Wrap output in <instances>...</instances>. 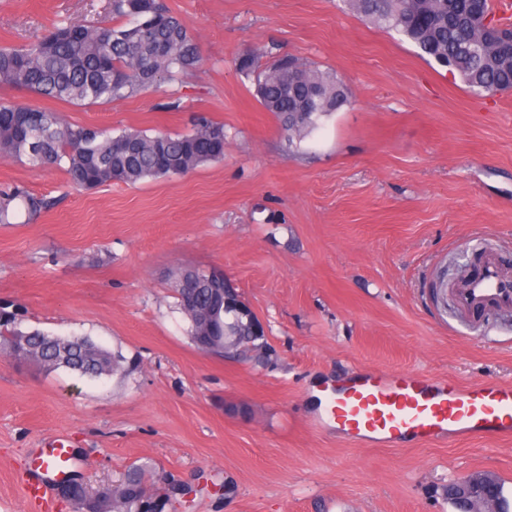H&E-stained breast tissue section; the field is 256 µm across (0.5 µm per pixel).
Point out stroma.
I'll return each instance as SVG.
<instances>
[{
    "label": "stroma",
    "instance_id": "obj_1",
    "mask_svg": "<svg viewBox=\"0 0 512 512\" xmlns=\"http://www.w3.org/2000/svg\"><path fill=\"white\" fill-rule=\"evenodd\" d=\"M165 3L202 56L174 82L85 106L0 89L115 133H183L206 112L227 135L223 161L89 191L64 168L0 158V188L54 202L0 224V302L24 327L90 336L132 366L91 382L0 355V512H36L21 476L58 438L83 483L144 464L156 488H193L188 512H456L446 489L476 473L512 499V441L356 447L310 424L307 394L359 365L512 383V306L469 311L452 294L485 236L512 277V92L474 95L342 0ZM106 6L0 0V46L96 22ZM272 44L350 90L296 154L235 68L244 47ZM183 266L236 284L272 362L195 347L171 281Z\"/></svg>",
    "mask_w": 512,
    "mask_h": 512
}]
</instances>
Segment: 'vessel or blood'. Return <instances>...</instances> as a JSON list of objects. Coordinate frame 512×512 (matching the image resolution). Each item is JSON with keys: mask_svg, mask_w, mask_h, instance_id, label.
Wrapping results in <instances>:
<instances>
[{"mask_svg": "<svg viewBox=\"0 0 512 512\" xmlns=\"http://www.w3.org/2000/svg\"><path fill=\"white\" fill-rule=\"evenodd\" d=\"M512 305V282L495 260L459 293L461 307L487 301ZM311 422L329 426L355 445H445L460 438L512 440V384L495 377L466 383L418 370L361 365L323 383Z\"/></svg>", "mask_w": 512, "mask_h": 512, "instance_id": "vessel-or-blood-1", "label": "vessel or blood"}]
</instances>
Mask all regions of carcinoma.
I'll return each mask as SVG.
<instances>
[{
    "label": "carcinoma",
    "instance_id": "1",
    "mask_svg": "<svg viewBox=\"0 0 512 512\" xmlns=\"http://www.w3.org/2000/svg\"><path fill=\"white\" fill-rule=\"evenodd\" d=\"M370 24L403 36L420 55L457 73L477 95L512 91V44L480 47L483 11L491 0H347ZM109 20L60 22L36 40L0 47V84L73 105L110 103L132 97L197 68L199 47L191 30L164 0H108ZM239 73L253 78L263 109L273 113L297 149L322 123L350 103L346 85L330 70L270 50L246 48L235 58ZM0 158L23 160L35 168L64 165L70 182L92 190L112 183L180 177L200 165L224 159V124L196 112L187 133L118 134L67 122L59 113L0 102ZM49 202L24 189L0 190V224L18 208L35 216ZM177 306L198 350L222 357L224 345L237 348L265 342L242 303L220 299L218 284L195 267L174 272ZM17 363L47 370L66 369L97 381L125 375V358L88 336H60L23 329L18 313L0 304V345ZM64 495L76 512H137L141 498L159 502L171 494L148 485L147 472L133 466L117 487L90 488L70 475Z\"/></svg>",
    "mask_w": 512,
    "mask_h": 512
}]
</instances>
